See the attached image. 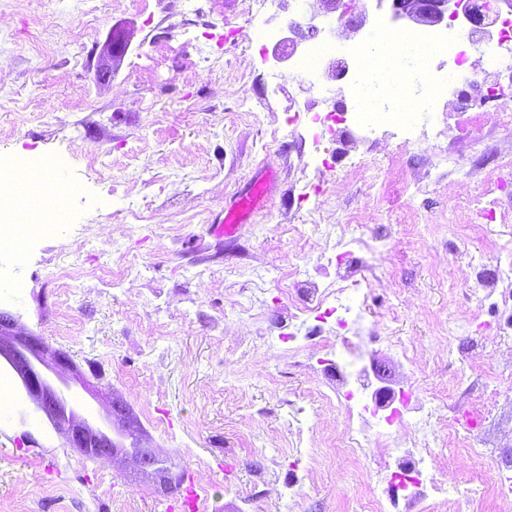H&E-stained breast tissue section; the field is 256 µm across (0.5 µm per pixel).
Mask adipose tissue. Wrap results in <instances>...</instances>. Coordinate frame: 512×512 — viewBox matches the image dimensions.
<instances>
[{
	"label": "adipose tissue",
	"mask_w": 512,
	"mask_h": 512,
	"mask_svg": "<svg viewBox=\"0 0 512 512\" xmlns=\"http://www.w3.org/2000/svg\"><path fill=\"white\" fill-rule=\"evenodd\" d=\"M437 52L434 46L405 43L397 34L377 39L364 62L366 79L361 94L365 106L373 112L384 107L404 111L413 77L421 74L425 62Z\"/></svg>",
	"instance_id": "ef3b65f1"
}]
</instances>
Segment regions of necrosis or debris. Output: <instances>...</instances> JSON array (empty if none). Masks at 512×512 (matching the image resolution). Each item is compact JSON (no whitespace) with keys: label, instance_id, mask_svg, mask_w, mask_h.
<instances>
[{"label":"necrosis or debris","instance_id":"necrosis-or-debris-1","mask_svg":"<svg viewBox=\"0 0 512 512\" xmlns=\"http://www.w3.org/2000/svg\"><path fill=\"white\" fill-rule=\"evenodd\" d=\"M350 0H340L334 15L323 22L324 39L313 43L294 61L296 72L304 75L311 88L324 99L335 98L337 91H358L364 80L363 61L373 41L389 35L382 15H374L361 43H345L338 36L349 21ZM500 0H460L462 13L450 18L447 29L433 33L404 31L406 42L417 45H444L447 59H433L422 84L412 93L414 108L407 112H370L362 101L352 107L331 112L312 113L310 124L314 146H321L325 136L347 138L352 130L372 135L381 127L394 125L404 135V145H411L428 129L440 126L451 140L474 147L473 172L479 173L478 192L474 199L476 214L487 233L498 242L492 270L473 269L463 285L474 295L478 307L492 310L496 321L490 341L512 352V211L501 209L504 196L512 192V152L480 146L473 130L481 124L482 106L512 97V10H502ZM336 59L345 67L338 85L323 79L324 64ZM27 157H16L7 177L0 179V216L13 224L17 236L29 239L47 237L58 232L70 220L66 204L43 210L35 198L22 197L17 185L29 169ZM362 263L359 249L352 242H329L321 257L325 267L340 268L332 288L323 287L311 276L289 274L283 293L288 298V321L292 331L278 340L292 357H306L328 348L323 321L335 318L336 326L348 330L349 322L340 317L339 309L352 301L350 279ZM497 389L488 387L484 397L471 407L483 423V432L460 425L456 413L448 415V445L478 459L482 469L467 487L455 478L446 477L435 466L437 443L431 432L418 423L408 422L403 412L391 413L388 430L372 432L363 411L351 402V394L338 388L322 393V400L341 410L347 425L338 436L339 447L373 460L380 471H388L394 458L408 455L412 465L404 468L400 482L387 489L370 490L361 512H398L401 505L429 503L441 512H468L474 501L490 497L501 503L512 502V477L504 475L491 449V430L496 425Z\"/></svg>","mask_w":512,"mask_h":512}]
</instances>
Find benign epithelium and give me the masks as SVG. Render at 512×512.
I'll use <instances>...</instances> for the list:
<instances>
[{
    "label": "benign epithelium",
    "instance_id": "obj_1",
    "mask_svg": "<svg viewBox=\"0 0 512 512\" xmlns=\"http://www.w3.org/2000/svg\"><path fill=\"white\" fill-rule=\"evenodd\" d=\"M453 0H392L395 15L415 27H440L448 25V11ZM291 36L278 41L273 48L272 60L283 64L298 47L319 37L321 28L316 17L307 16L306 11L289 21ZM129 44L126 32L116 31L100 55V62L109 61L112 66L125 55ZM0 359L11 365L26 383L27 390L38 408L47 414L55 425L64 430L75 447L91 456L108 457L117 452V445L109 444L110 438L102 431L87 425L75 412L67 408L66 402L51 384L42 377L36 364L49 367L56 375L68 371L71 360L65 354L46 347L39 337L25 331L8 314L0 312ZM130 458L139 468H156L157 452L130 453Z\"/></svg>",
    "mask_w": 512,
    "mask_h": 512
}]
</instances>
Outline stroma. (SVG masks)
<instances>
[{
	"label": "stroma",
	"mask_w": 512,
	"mask_h": 512,
	"mask_svg": "<svg viewBox=\"0 0 512 512\" xmlns=\"http://www.w3.org/2000/svg\"><path fill=\"white\" fill-rule=\"evenodd\" d=\"M124 25L131 46L104 69L98 56ZM249 36L243 0H0V171L24 155L45 175L63 155L72 186L71 223L0 251V311L71 359L93 425L124 447L155 448L172 474L192 473L203 512H243L246 497L252 512H356L374 465L334 447L345 422L315 399L327 388L319 365H292L272 341L288 319L276 298L284 275L313 271L328 232L360 239L347 359L359 365L366 327L384 316L419 365L409 375L390 348H372L395 370L380 399L387 415L413 383L417 403L458 402L449 317L470 321L459 343L472 347V374L502 366L484 342L489 312L457 283L495 247L472 222L468 152L458 175L413 198L386 174L393 157L419 174L447 151L444 134L406 148L366 142L359 168L325 173L328 186L344 177L341 192L306 196L311 135L286 120L330 105ZM261 178L271 201L216 236ZM109 396L124 401L132 435L107 416ZM299 427L315 482L288 499L278 490ZM175 500L124 456L87 459L47 419L0 427V512H166Z\"/></svg>",
	"instance_id": "stroma-1"
}]
</instances>
